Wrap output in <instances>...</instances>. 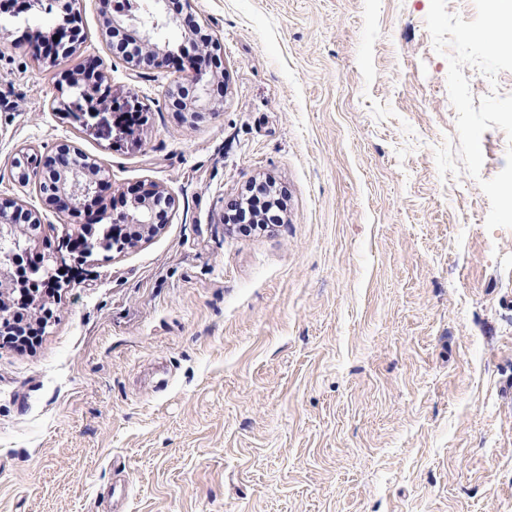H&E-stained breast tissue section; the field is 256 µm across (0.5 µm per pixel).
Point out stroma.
Returning a JSON list of instances; mask_svg holds the SVG:
<instances>
[{"label":"stroma","mask_w":512,"mask_h":512,"mask_svg":"<svg viewBox=\"0 0 512 512\" xmlns=\"http://www.w3.org/2000/svg\"><path fill=\"white\" fill-rule=\"evenodd\" d=\"M223 45L218 114L165 103L190 70L132 74L80 0L79 54L38 65L58 10L0 12V198L38 215L33 253L79 233L12 167L65 142L113 192L162 186L156 235L95 254L33 348L0 343V512H512V229L487 230L459 147L430 0H191ZM103 59L114 98L80 125L53 71ZM282 188L245 235L229 202Z\"/></svg>","instance_id":"35a3bbf8"}]
</instances>
